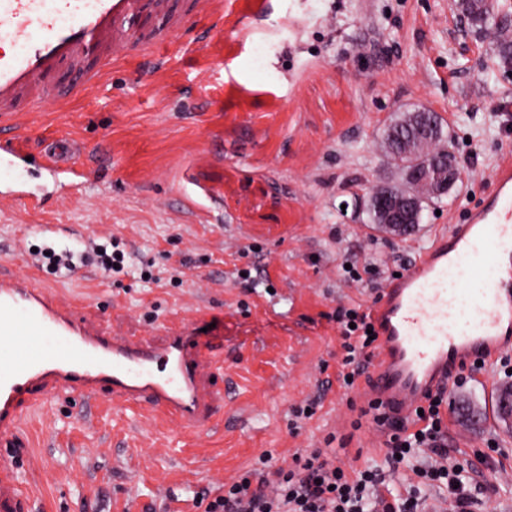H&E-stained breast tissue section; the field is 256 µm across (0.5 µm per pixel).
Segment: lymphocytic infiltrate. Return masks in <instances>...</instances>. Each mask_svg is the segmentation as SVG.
Listing matches in <instances>:
<instances>
[{
    "mask_svg": "<svg viewBox=\"0 0 512 512\" xmlns=\"http://www.w3.org/2000/svg\"><path fill=\"white\" fill-rule=\"evenodd\" d=\"M335 319L345 351L340 375L350 387L376 347L368 334L373 322L367 312L346 307L336 310ZM447 389L429 394L422 414L406 421L392 418L376 401L361 409L384 436V466L348 467L319 448L283 465L266 452L222 492L202 494L195 505L202 512H428L429 493L439 490L447 492L453 512H472L473 465L449 455ZM402 468L414 479L399 490L391 487L390 475Z\"/></svg>",
    "mask_w": 512,
    "mask_h": 512,
    "instance_id": "f902f5d3",
    "label": "lymphocytic infiltrate"
}]
</instances>
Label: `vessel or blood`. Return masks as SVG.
Here are the masks:
<instances>
[{
    "instance_id": "1",
    "label": "vessel or blood",
    "mask_w": 512,
    "mask_h": 512,
    "mask_svg": "<svg viewBox=\"0 0 512 512\" xmlns=\"http://www.w3.org/2000/svg\"><path fill=\"white\" fill-rule=\"evenodd\" d=\"M223 0H0V130L23 112L66 103L70 84L95 81L102 66L136 51L150 58L198 20L223 15ZM70 142L46 155L41 193L18 184L0 203L41 206L63 185L80 191ZM465 223L425 250L374 305L380 348L369 397L407 419L449 372L476 357L494 359L512 338V163ZM205 317L174 316L156 336H114L78 316L49 285L0 275V445L11 446L28 411L50 393L162 412L204 437L224 406L205 383L224 367L223 342L198 335ZM0 512H35L13 463H0Z\"/></svg>"
}]
</instances>
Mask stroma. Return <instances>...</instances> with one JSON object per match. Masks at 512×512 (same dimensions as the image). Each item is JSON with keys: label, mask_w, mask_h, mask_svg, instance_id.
<instances>
[{"label": "stroma", "mask_w": 512, "mask_h": 512, "mask_svg": "<svg viewBox=\"0 0 512 512\" xmlns=\"http://www.w3.org/2000/svg\"><path fill=\"white\" fill-rule=\"evenodd\" d=\"M436 112L465 177L428 203L414 234L377 228L375 190L401 185L384 151L404 113ZM34 164L43 143L73 141L90 179L79 198L0 207V274L43 277L32 249L70 252L54 287L92 304L115 336L152 334L174 313L208 312L203 337L224 344L213 388L224 415L196 439L177 421L118 415L50 394L0 459L22 468L37 512H199L258 456L279 460L343 438L336 460L383 462V437L352 429L368 375L341 389L337 307L370 308L439 233L477 205L512 153V69L451 0H224L150 62L136 53L68 103L28 112L16 131ZM118 246L122 270L84 262ZM377 268L373 286L353 282ZM251 271V289L236 278ZM501 365L448 391V446L479 463L497 447L477 512H512V424L495 399ZM316 398L312 417L292 409Z\"/></svg>", "instance_id": "1"}]
</instances>
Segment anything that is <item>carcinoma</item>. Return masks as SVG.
Listing matches in <instances>:
<instances>
[{
  "label": "carcinoma",
  "mask_w": 512,
  "mask_h": 512,
  "mask_svg": "<svg viewBox=\"0 0 512 512\" xmlns=\"http://www.w3.org/2000/svg\"><path fill=\"white\" fill-rule=\"evenodd\" d=\"M454 5L479 32L491 31L494 56L502 66L511 68L512 25L506 20L508 12L482 0H456ZM384 148L405 175L435 159L444 166L456 161L451 139L445 135L439 116L428 110L410 112L392 125Z\"/></svg>",
  "instance_id": "cac0c4a2"
}]
</instances>
